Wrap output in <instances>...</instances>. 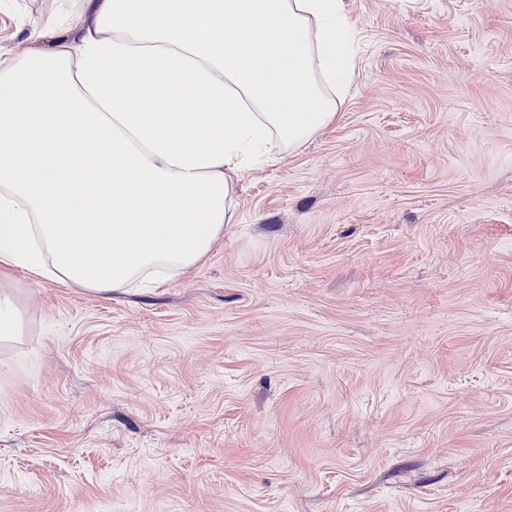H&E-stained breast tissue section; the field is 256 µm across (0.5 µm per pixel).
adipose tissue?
I'll return each mask as SVG.
<instances>
[{
  "mask_svg": "<svg viewBox=\"0 0 512 512\" xmlns=\"http://www.w3.org/2000/svg\"><path fill=\"white\" fill-rule=\"evenodd\" d=\"M25 0L50 48L0 53V266L103 297L196 268L233 179L335 123L342 0Z\"/></svg>",
  "mask_w": 512,
  "mask_h": 512,
  "instance_id": "obj_1",
  "label": "adipose tissue"
}]
</instances>
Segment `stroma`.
<instances>
[{
	"instance_id": "obj_1",
	"label": "stroma",
	"mask_w": 512,
	"mask_h": 512,
	"mask_svg": "<svg viewBox=\"0 0 512 512\" xmlns=\"http://www.w3.org/2000/svg\"><path fill=\"white\" fill-rule=\"evenodd\" d=\"M336 124L204 263L0 272V512H512V0H342ZM22 313L14 296L0 291V342L12 343L22 336Z\"/></svg>"
}]
</instances>
